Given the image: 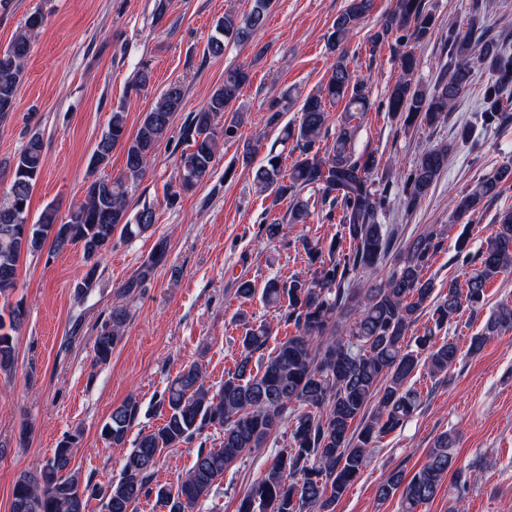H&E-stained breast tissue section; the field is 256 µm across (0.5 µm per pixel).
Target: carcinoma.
Returning a JSON list of instances; mask_svg holds the SVG:
<instances>
[{"label":"carcinoma","instance_id":"1","mask_svg":"<svg viewBox=\"0 0 512 512\" xmlns=\"http://www.w3.org/2000/svg\"><path fill=\"white\" fill-rule=\"evenodd\" d=\"M271 5L272 0H253L247 12L225 14L207 42L208 54L220 56L224 44L248 42L263 26ZM372 7L373 0H347L336 17L328 38L329 48L338 52L336 62L319 91L305 98L298 126L282 129V140L295 141L298 155L288 163L282 154L270 151L254 171L260 192L270 190L289 199L288 223H308L310 198L303 192L311 187L321 192L322 203L329 206L326 219L336 217L342 226V235L326 246L302 240L313 267L310 278H271L264 283V302L277 308L278 322L294 327L296 333L267 354L269 327L246 329L239 339L240 357L214 393L201 366L184 365L158 401L163 424L138 435L124 457L120 477L105 486L81 483L79 470L73 467L79 435L63 437L39 470L17 478L11 512H87L91 498L103 502L104 512H134L135 504L151 495L164 512H193L216 479L239 458L265 447L271 434L284 425L289 430L288 447L246 490L238 512H334L336 501L357 478L378 439L402 428L416 413L419 404L406 387L415 370L424 366L435 377L456 365V343L435 341L430 328L421 336L408 333L427 310L436 328L453 325L465 311L481 308L492 279L512 273V210L499 214L498 224L478 251H471L466 238L458 237L456 262L471 272L461 282L448 281L442 296L434 294L424 270L443 248L445 228L435 225L394 250L393 236L380 223L389 196L376 187L379 160L354 147V113L376 104L367 80L350 66L344 50ZM44 23L42 12L31 13L9 46L0 50V121L14 109L25 63ZM434 28L435 19L423 0H395L372 47L391 39L402 47L400 76L376 106L404 129L432 126L448 115L472 84L476 60L493 75L482 93L480 118L487 126L501 124L512 111V92L505 93L512 88V53L502 48L499 38L478 27L472 25L464 32L450 27L447 72L433 87L425 88L414 79L419 67L416 49L430 40ZM475 50L479 55L474 58ZM247 79L248 73L241 69L228 72L224 84L193 113L185 128L188 145L179 158L177 188L164 197L167 207H176L181 194L203 183L215 167L220 141L236 136L242 115L232 106ZM184 99L181 83L168 84L144 112L134 135L127 132L124 108L113 110L91 164H107L112 151L119 148L124 152V171L115 178L92 180L83 201L62 218L48 204L35 221H29L45 149L39 133L29 136L13 159L11 183L0 201V298L14 294L23 252H40L48 241L55 252L80 246L87 270L79 289L86 292L96 281L101 256L113 242L152 228L154 208L144 206L135 216L128 214V189L156 156ZM341 101L344 112L336 118L330 138L327 106ZM229 111L232 117L224 118ZM451 149L450 144L432 147L399 173L396 182L406 209H414L427 196L448 165ZM511 182L512 161H508L454 198L452 222L470 220L483 202L498 197ZM346 240L349 247L345 249ZM166 255V243H158L129 287H140ZM391 255L394 263L385 277L364 279V273ZM24 314L21 299L8 316L0 314V370L14 365L15 334ZM129 316L124 305L109 311L95 336L96 363L111 359ZM503 330H512V303L503 302L492 311L484 334L472 338L471 351L480 350L485 337ZM140 415V402L127 398L104 421L101 437L111 445H125ZM213 427L223 433L220 447L197 448L192 466L177 485L153 484L162 450L190 444ZM455 447L454 435L437 436L423 467L411 475L402 469L393 471L380 485L379 499L385 501L399 491L404 512H417L436 497L448 477V490L462 512L469 481L467 469L458 465Z\"/></svg>","mask_w":512,"mask_h":512}]
</instances>
